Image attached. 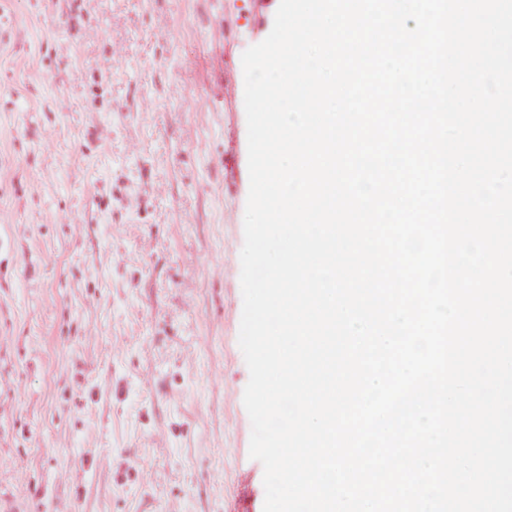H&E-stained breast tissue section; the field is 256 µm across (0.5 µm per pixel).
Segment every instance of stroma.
<instances>
[{
	"instance_id": "35a3bbf8",
	"label": "stroma",
	"mask_w": 512,
	"mask_h": 512,
	"mask_svg": "<svg viewBox=\"0 0 512 512\" xmlns=\"http://www.w3.org/2000/svg\"><path fill=\"white\" fill-rule=\"evenodd\" d=\"M278 6L0 0V512H263L241 58Z\"/></svg>"
}]
</instances>
